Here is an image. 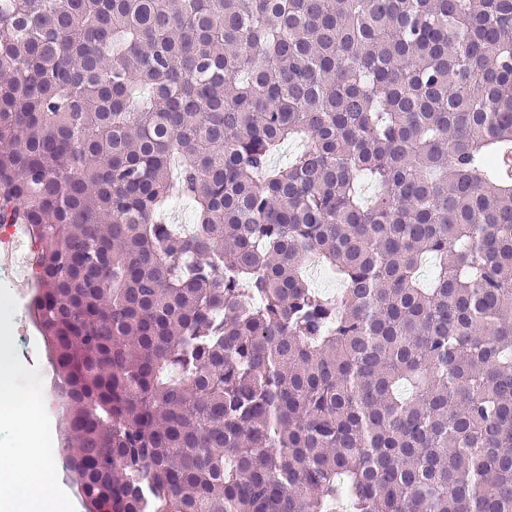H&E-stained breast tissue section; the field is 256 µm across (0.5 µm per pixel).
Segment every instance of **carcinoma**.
I'll use <instances>...</instances> for the list:
<instances>
[{
  "label": "carcinoma",
  "mask_w": 512,
  "mask_h": 512,
  "mask_svg": "<svg viewBox=\"0 0 512 512\" xmlns=\"http://www.w3.org/2000/svg\"><path fill=\"white\" fill-rule=\"evenodd\" d=\"M506 144L512 0H0L84 512H512Z\"/></svg>",
  "instance_id": "carcinoma-1"
}]
</instances>
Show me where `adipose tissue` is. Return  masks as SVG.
<instances>
[{
    "instance_id": "1",
    "label": "adipose tissue",
    "mask_w": 512,
    "mask_h": 512,
    "mask_svg": "<svg viewBox=\"0 0 512 512\" xmlns=\"http://www.w3.org/2000/svg\"><path fill=\"white\" fill-rule=\"evenodd\" d=\"M7 336H0V408L16 421L27 418V394L15 379L19 365L11 358ZM48 461L42 449L25 442L23 447L0 449V512H61L62 502L52 491Z\"/></svg>"
}]
</instances>
